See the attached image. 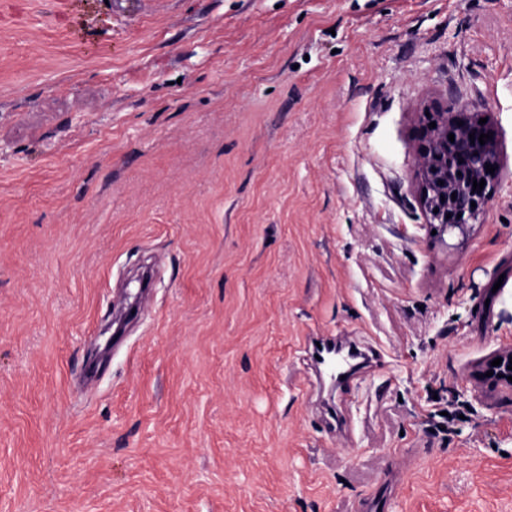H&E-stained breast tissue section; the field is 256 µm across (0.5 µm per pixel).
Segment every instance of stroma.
Listing matches in <instances>:
<instances>
[{"label": "stroma", "instance_id": "35a3bbf8", "mask_svg": "<svg viewBox=\"0 0 512 512\" xmlns=\"http://www.w3.org/2000/svg\"><path fill=\"white\" fill-rule=\"evenodd\" d=\"M83 2L0 14V512H512V395L469 380L512 347V0ZM433 102L502 166L443 239ZM318 338L376 359L328 390Z\"/></svg>", "mask_w": 512, "mask_h": 512}]
</instances>
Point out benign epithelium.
Segmentation results:
<instances>
[{"instance_id":"7a95c632","label":"benign epithelium","mask_w":512,"mask_h":512,"mask_svg":"<svg viewBox=\"0 0 512 512\" xmlns=\"http://www.w3.org/2000/svg\"><path fill=\"white\" fill-rule=\"evenodd\" d=\"M488 117L465 105L436 109L428 115L420 113L416 195L426 223L441 236L455 231L465 233L484 212L501 180L495 127ZM481 118L487 122L479 123ZM432 122L436 127H429ZM482 133L491 135L483 145L479 142ZM450 134L454 135L452 141L448 139ZM488 164L495 167L494 173L486 172ZM481 179L486 181L484 188L473 190V181ZM496 358L502 363L491 365ZM511 364L512 347L498 348L473 366L470 381L475 386L509 394L512 370L507 366ZM488 371L493 375L486 376Z\"/></svg>"}]
</instances>
